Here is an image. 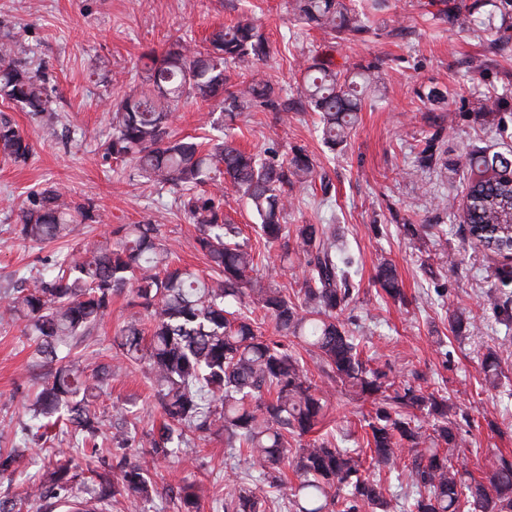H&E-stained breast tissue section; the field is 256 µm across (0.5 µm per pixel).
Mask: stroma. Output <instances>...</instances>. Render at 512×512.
Segmentation results:
<instances>
[{
    "instance_id": "35a3bbf8",
    "label": "stroma",
    "mask_w": 512,
    "mask_h": 512,
    "mask_svg": "<svg viewBox=\"0 0 512 512\" xmlns=\"http://www.w3.org/2000/svg\"><path fill=\"white\" fill-rule=\"evenodd\" d=\"M447 7L448 0H388L372 12L370 33L335 44L324 31L297 21L291 0H0V28L20 34L32 47L33 66L49 75L60 114L51 129L27 113L13 114L33 154L24 164L0 159V294L38 276L58 251L54 244L22 242L17 234L18 205L30 191L51 183L92 199L100 211L102 223L84 228L82 244L101 240L115 225L147 221L159 226L180 264L208 273L206 259L194 248L196 226L168 194L134 175L131 165L106 158L104 144L112 135L114 104L140 84L136 63L142 52H164L178 37L200 44L219 26L253 20L274 52L251 70L284 100L300 95L299 61L326 49H333L340 64L380 62L379 89L366 95L345 148L332 151L322 144L310 111L290 113L284 123L271 109L243 112L230 132L247 151L305 148L318 170L329 175L331 195L317 188L298 194L287 221L335 225L359 254L360 289L347 310L354 335L364 338L367 352L379 362L392 366L397 380L418 373L426 386L447 388L450 402L470 421L462 429L468 444L464 464L474 476L498 457L512 459V351L501 355L499 390H486L481 372L487 350L512 339V328L499 323L485 298L498 269L511 268L512 260L471 245L459 209L471 181L462 163L469 148L512 159V138L494 133L500 115L512 113V30H501L491 6L483 4L479 11L490 16L492 36L460 31L435 20ZM99 57L111 61V70H95ZM430 86L447 91V103L421 101L418 91ZM493 92L506 97L501 110L478 111L477 98ZM438 131L444 135L441 148L458 164L451 177L420 162L421 150ZM224 211L253 239L261 283L294 288L297 266L282 268L279 248L256 242L253 214L229 189ZM409 224L429 225L425 250L412 248ZM382 257L395 265L407 305L378 296L372 277ZM128 300L125 292L113 296L108 315L81 350L85 367L112 366V379L97 401L102 420L110 421L114 406L122 403L140 411L132 447L109 446L104 458L110 466L136 459L148 470L158 493L143 512H179L171 490L183 480L207 490L224 487V440L199 442L179 461L149 454L147 432L159 414L147 367L120 359L112 347ZM456 310L469 314L476 329L454 336L448 316ZM33 349L21 325L0 320V451L18 457L13 477H0L7 512H47L46 502L26 500L25 491L55 454L73 451L65 430L36 440L21 433L28 420L23 395L45 379L44 369L33 363ZM330 400L323 436L344 434L348 447H362L359 404L336 388Z\"/></svg>"
}]
</instances>
